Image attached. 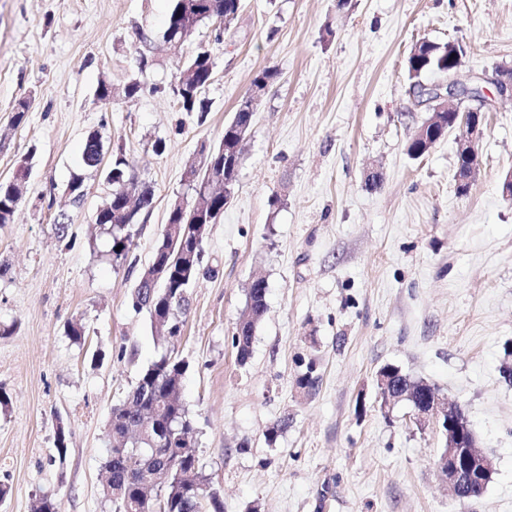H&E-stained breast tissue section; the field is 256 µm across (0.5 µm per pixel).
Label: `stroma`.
<instances>
[{
    "label": "stroma",
    "mask_w": 512,
    "mask_h": 512,
    "mask_svg": "<svg viewBox=\"0 0 512 512\" xmlns=\"http://www.w3.org/2000/svg\"><path fill=\"white\" fill-rule=\"evenodd\" d=\"M172 4L0 0V180L32 159L15 221L0 227V512H34L45 497L61 512H109L112 407L166 353L187 363L181 397L224 512H512V381L502 374L512 363V200L502 194L512 100L488 113L479 174L462 194V127L420 158L406 152L426 112L405 70L418 40L452 41L465 49L454 81L493 93L495 68L512 67V0H351L343 10L337 0H244L223 35L199 25L176 52L162 42ZM143 36L154 64L142 74ZM201 47L216 62L202 121L168 91L180 59ZM267 68L278 77L243 143L232 199L208 227L183 332L163 341L131 305L136 272L169 205L194 200L183 174L201 145L220 143ZM135 79L144 88L126 97ZM103 81L108 107L97 100ZM22 98L30 108L16 125ZM93 131L154 193L132 272L107 263L93 222L112 190L104 173L82 171ZM371 168L382 174L375 189ZM78 173L86 196L75 208ZM256 277L267 311L242 362L232 333ZM387 364L462 406L494 462L478 498L449 496L436 465L444 440L410 422L409 403L381 410L375 379ZM306 374L314 384L303 388Z\"/></svg>",
    "instance_id": "stroma-1"
}]
</instances>
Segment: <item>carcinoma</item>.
<instances>
[{"label":"carcinoma","instance_id":"cac0c4a2","mask_svg":"<svg viewBox=\"0 0 512 512\" xmlns=\"http://www.w3.org/2000/svg\"><path fill=\"white\" fill-rule=\"evenodd\" d=\"M195 12L189 0H174L164 43L174 48L186 30L209 21L207 12L224 16L231 24L242 8V0H202ZM454 46L427 39L418 41L410 50L406 69L409 91H414L428 73L443 75L459 67L461 58L453 55ZM215 68L210 50L201 48L179 62L170 91L189 114L203 119L207 104L203 93L211 83ZM252 111L241 99L233 120L224 126V137L230 138L249 121ZM224 144L215 147L213 171L191 169L197 199L176 200L168 208L166 223L181 225V235H159L156 262L138 275L131 293L132 307L149 313L153 323L165 328L170 337L181 335L187 307V289L197 277L203 241L191 218L193 208L207 207L224 211V177L232 176L229 162L221 153ZM104 160L103 137L99 132L88 135L82 153L83 167L97 172ZM134 163L118 150L106 168V180L112 192L95 217L109 237L104 252L112 268L132 269L133 225L126 223L124 212L140 213L151 207L152 190L133 175L129 191L122 193L114 180L130 175ZM31 173L30 158L11 179L0 182V226L13 221L21 187ZM267 286L251 283L247 287L245 307L236 323L232 344L238 360H245L252 345L257 324L266 311ZM186 363L168 355L148 364L128 390L125 398L112 407L108 426L112 438L120 445L109 449L103 469L112 472L103 493L112 512H224V500L210 490L208 479L199 470L193 421L180 399Z\"/></svg>","mask_w":512,"mask_h":512}]
</instances>
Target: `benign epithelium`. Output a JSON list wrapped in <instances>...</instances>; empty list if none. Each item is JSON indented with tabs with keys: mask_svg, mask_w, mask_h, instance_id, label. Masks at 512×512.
<instances>
[{
	"mask_svg": "<svg viewBox=\"0 0 512 512\" xmlns=\"http://www.w3.org/2000/svg\"><path fill=\"white\" fill-rule=\"evenodd\" d=\"M493 84L501 98H512V73L499 69L495 71ZM433 92L432 101L437 103L436 109L448 108V100L472 98L471 89H459L455 82L434 83L427 85ZM480 109L462 110L453 107L448 114V127L462 125L467 130V136L456 141V158L469 161L478 155V143L483 137V114L489 111L495 100L479 99ZM409 377L395 369H381L377 373V386L381 399V408L390 411L395 404L402 400L410 402L416 424L423 428L429 422H435L445 436V452L437 460V468L448 485V494L461 498L474 480L484 481V478L494 470L493 461L484 453L478 451V445L471 425L462 408L441 397L434 390L415 391L405 387Z\"/></svg>",
	"mask_w": 512,
	"mask_h": 512,
	"instance_id": "benign-epithelium-1",
	"label": "benign epithelium"
}]
</instances>
